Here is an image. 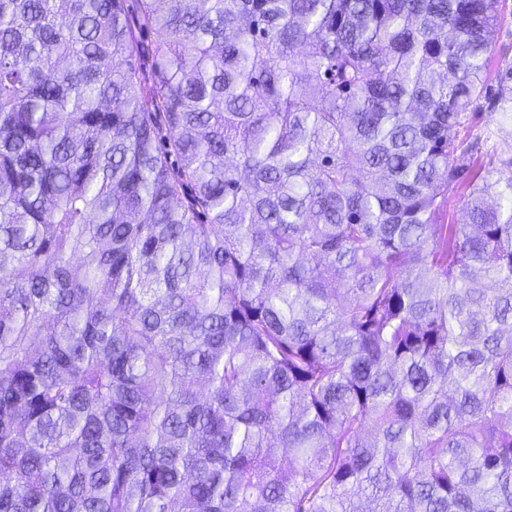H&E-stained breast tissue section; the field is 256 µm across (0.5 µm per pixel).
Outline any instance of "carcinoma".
Returning a JSON list of instances; mask_svg holds the SVG:
<instances>
[{
  "label": "carcinoma",
  "mask_w": 512,
  "mask_h": 512,
  "mask_svg": "<svg viewBox=\"0 0 512 512\" xmlns=\"http://www.w3.org/2000/svg\"><path fill=\"white\" fill-rule=\"evenodd\" d=\"M501 2L0 0V512H512Z\"/></svg>",
  "instance_id": "1"
}]
</instances>
